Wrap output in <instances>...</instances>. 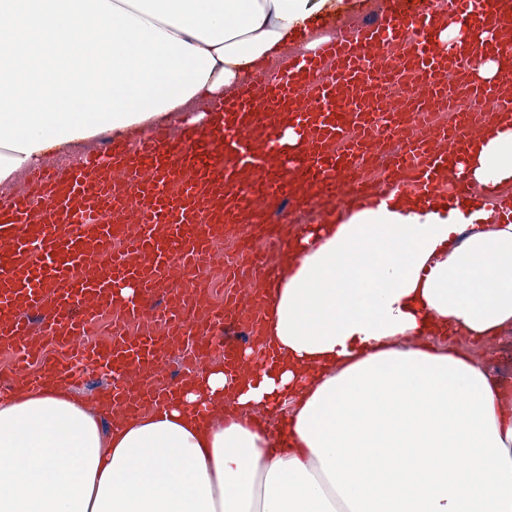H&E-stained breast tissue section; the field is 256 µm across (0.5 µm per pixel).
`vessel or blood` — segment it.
I'll list each match as a JSON object with an SVG mask.
<instances>
[{
  "mask_svg": "<svg viewBox=\"0 0 512 512\" xmlns=\"http://www.w3.org/2000/svg\"><path fill=\"white\" fill-rule=\"evenodd\" d=\"M449 25L460 35L438 50ZM329 29L331 39L287 54L275 75L256 72L232 98L210 101L205 130L111 138L76 163L35 172L26 192L0 197V345L19 356L11 379L37 390L51 377L69 388L97 370L116 380L92 392L91 408L105 398L116 417L161 408L174 387L167 359L176 340L189 342L190 366L217 351L236 367L237 345L217 330L236 321L257 338L270 302L256 288L210 303L198 272L213 240L276 217L290 223L312 197L382 205L388 192L359 177L377 153L400 192L475 194L469 181L447 184L441 174L496 113L512 112L506 78L477 80L469 65L512 45V0H385L381 18ZM452 73L480 107L439 126L435 110L456 111L443 84ZM116 241L123 250L101 262ZM109 311L138 333L88 340ZM46 336L63 341L61 357L43 358Z\"/></svg>",
  "mask_w": 512,
  "mask_h": 512,
  "instance_id": "1",
  "label": "vessel or blood"
}]
</instances>
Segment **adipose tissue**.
Listing matches in <instances>:
<instances>
[{
	"instance_id": "1",
	"label": "adipose tissue",
	"mask_w": 512,
	"mask_h": 512,
	"mask_svg": "<svg viewBox=\"0 0 512 512\" xmlns=\"http://www.w3.org/2000/svg\"><path fill=\"white\" fill-rule=\"evenodd\" d=\"M211 53L191 100L227 95L351 0H111ZM478 204H352L318 243L294 234L269 283L263 345L284 362L215 366L164 408L116 421L54 382L0 394V512H512V399L455 348L512 328V224H488L512 182V120L448 179ZM210 409L197 416L195 407ZM281 414L276 434L254 417Z\"/></svg>"
}]
</instances>
